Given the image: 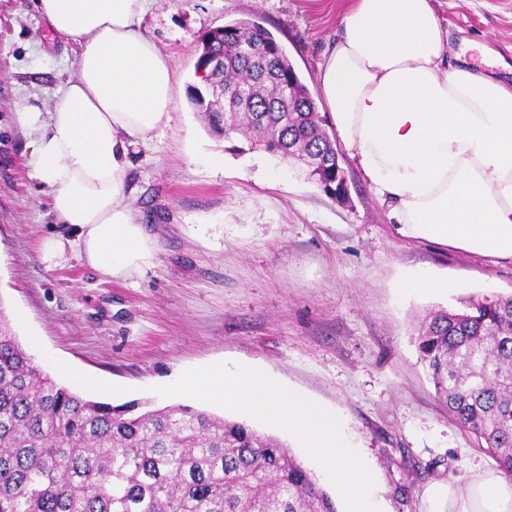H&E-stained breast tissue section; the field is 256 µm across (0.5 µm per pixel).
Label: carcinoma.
<instances>
[{
  "instance_id": "1",
  "label": "carcinoma",
  "mask_w": 512,
  "mask_h": 512,
  "mask_svg": "<svg viewBox=\"0 0 512 512\" xmlns=\"http://www.w3.org/2000/svg\"><path fill=\"white\" fill-rule=\"evenodd\" d=\"M224 102L191 97L213 132L287 161L341 197L345 170L308 89L253 21L209 30ZM419 358L456 423L512 478V297L440 309ZM0 512H337L275 437L189 405L137 411L86 400L33 363L0 320Z\"/></svg>"
}]
</instances>
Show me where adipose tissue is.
Segmentation results:
<instances>
[{
  "label": "adipose tissue",
  "instance_id": "1",
  "mask_svg": "<svg viewBox=\"0 0 512 512\" xmlns=\"http://www.w3.org/2000/svg\"><path fill=\"white\" fill-rule=\"evenodd\" d=\"M152 0H39L48 29L72 43L74 77L50 111L28 105L32 176L52 192L70 241L47 238L46 261L75 248L124 278L155 245L124 202L126 154L168 116L172 71L143 28ZM349 157L406 238L512 259V82L449 54L435 0H345L318 69ZM427 512H512V478L472 473L426 493Z\"/></svg>",
  "mask_w": 512,
  "mask_h": 512
}]
</instances>
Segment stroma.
Returning <instances> with one entry per match:
<instances>
[{
  "instance_id": "1",
  "label": "stroma",
  "mask_w": 512,
  "mask_h": 512,
  "mask_svg": "<svg viewBox=\"0 0 512 512\" xmlns=\"http://www.w3.org/2000/svg\"><path fill=\"white\" fill-rule=\"evenodd\" d=\"M37 0H0V317L24 350L82 397L143 407L185 370L252 363L339 412L369 465L381 512H424L427 487H464L495 468L444 410L414 338L425 317L470 297L512 296V260L400 236L349 156L341 203L288 161L212 134L190 102L202 37L248 19L270 31L323 104L318 66L336 33L337 0H157L143 25L172 70L169 117L129 149L127 202L153 237L150 265L110 278L74 254L73 237L31 178L24 106L50 108L76 72L72 44L43 26ZM450 47L476 66L512 63V0H437ZM422 272L445 294H412ZM53 352L68 369L47 362Z\"/></svg>"
}]
</instances>
